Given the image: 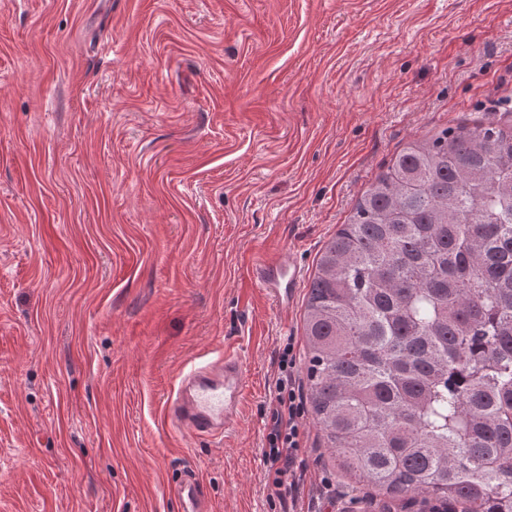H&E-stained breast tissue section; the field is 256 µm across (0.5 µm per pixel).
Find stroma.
<instances>
[{"label": "stroma", "instance_id": "1", "mask_svg": "<svg viewBox=\"0 0 512 512\" xmlns=\"http://www.w3.org/2000/svg\"><path fill=\"white\" fill-rule=\"evenodd\" d=\"M512 122V0H0V512H380L305 417L293 501L266 477L279 354L307 389V288L395 155ZM227 350L223 442L175 432L181 368ZM252 276L256 287L279 308L288 307V302L304 279L299 265L279 257H268L258 261ZM181 512H205L206 494L203 482L191 470L182 471L172 487Z\"/></svg>", "mask_w": 512, "mask_h": 512}]
</instances>
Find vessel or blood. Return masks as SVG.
Masks as SVG:
<instances>
[{"label": "vessel or blood", "mask_w": 512, "mask_h": 512, "mask_svg": "<svg viewBox=\"0 0 512 512\" xmlns=\"http://www.w3.org/2000/svg\"><path fill=\"white\" fill-rule=\"evenodd\" d=\"M253 280L280 308L287 307L303 282L299 265L278 257L258 261ZM245 379L234 354L191 368L168 400L165 417L176 428L193 436L223 438L238 418L245 394ZM181 512H205L206 494L194 471H182L172 487Z\"/></svg>", "instance_id": "vessel-or-blood-1"}]
</instances>
